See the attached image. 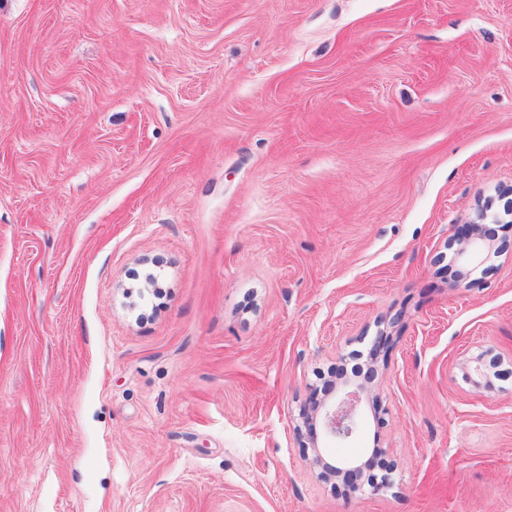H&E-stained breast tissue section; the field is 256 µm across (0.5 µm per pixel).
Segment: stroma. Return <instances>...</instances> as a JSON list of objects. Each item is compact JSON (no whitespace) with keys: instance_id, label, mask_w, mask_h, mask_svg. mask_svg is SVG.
Here are the masks:
<instances>
[{"instance_id":"stroma-1","label":"stroma","mask_w":512,"mask_h":512,"mask_svg":"<svg viewBox=\"0 0 512 512\" xmlns=\"http://www.w3.org/2000/svg\"><path fill=\"white\" fill-rule=\"evenodd\" d=\"M511 200L512 0H0V512H512ZM457 241L458 259L462 264H469L493 248L494 233L486 224H464L458 228ZM384 346V341L377 345V354ZM372 352L366 360L364 383L341 380L343 368L336 366V377L341 380L334 383V395L318 400L313 397L308 412L303 410L307 427L308 441H301V448H312L313 463L321 468V476L325 479H341L343 491L347 495L363 491L367 485L372 493H380L391 486L389 475L394 465L384 459L378 461H362L358 457H349L337 463L326 461L320 453L321 442H349L355 438L363 403L377 377V355ZM384 473L378 476L373 473L375 468Z\"/></svg>"}]
</instances>
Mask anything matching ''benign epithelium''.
Instances as JSON below:
<instances>
[{"label": "benign epithelium", "mask_w": 512, "mask_h": 512, "mask_svg": "<svg viewBox=\"0 0 512 512\" xmlns=\"http://www.w3.org/2000/svg\"><path fill=\"white\" fill-rule=\"evenodd\" d=\"M487 210L479 209L477 224H464L458 228L457 256L461 263L469 264L493 248L494 233L483 221L487 220ZM343 369L336 368L339 382L334 395L329 398L313 399L311 406L303 412L307 427L306 440L300 447L313 451V463L321 468L325 479H341L343 491L347 495L356 494L369 487L373 493H380L391 486L390 474L394 465L380 459L363 461L358 457L345 458L337 463L326 461L320 453L321 443L332 441L349 442L355 438L363 403L377 377V355L372 352L366 360V373L361 383L342 379ZM383 471L378 476L374 469Z\"/></svg>", "instance_id": "benign-epithelium-1"}]
</instances>
